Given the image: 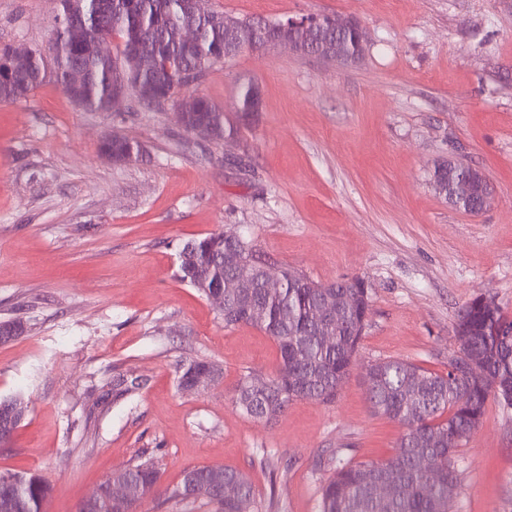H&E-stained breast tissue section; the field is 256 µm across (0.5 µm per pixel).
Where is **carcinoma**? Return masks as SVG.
I'll list each match as a JSON object with an SVG mask.
<instances>
[{"mask_svg": "<svg viewBox=\"0 0 512 512\" xmlns=\"http://www.w3.org/2000/svg\"><path fill=\"white\" fill-rule=\"evenodd\" d=\"M132 7L102 8L101 0H60L61 13L48 42L34 49L30 72L26 77L0 71V103H12L28 97L47 74L52 75L67 96L87 112H108L116 80L124 75L132 92H147L139 97L151 108L153 101L175 95L186 85L188 73L205 72L242 52L240 44L257 48L261 30L249 26L233 38L224 31V14L193 15L185 0H129ZM77 12L83 22L70 23ZM192 25L198 31L195 43L185 44L181 30ZM314 27L303 32V46L315 50L330 44L346 56L360 50L361 35L355 28L338 30L328 16L313 18ZM119 39L115 55H100L97 40ZM136 52L137 69L119 72L130 52ZM80 67L84 77L76 88L69 84L70 71ZM178 122L187 133L201 125L224 131V107L198 94H189L179 104ZM107 157L138 159L142 145L122 136L106 138L100 147ZM190 259L178 264L179 278L191 286L205 278L210 285L221 286L229 276L224 267V233L212 232L186 242ZM284 287L271 293L262 285L253 289L250 298L241 300L224 292V307L237 313L224 319V326L250 325L269 336L276 344L279 364L270 376L264 393L249 389L251 372L244 373L235 388L238 407L248 416L262 419L267 412L283 411L292 402L314 399L330 402L349 374L361 335L358 326L367 317L369 299L361 298L356 308L339 316L330 325L335 341L322 339L323 329L314 326L311 316L328 296L343 291L348 281L334 282L322 288L305 275L291 269L283 271ZM459 351L479 365L477 377L454 374V360L448 371L434 372L400 359L376 362L367 374L376 378L369 393L374 413L402 428L399 452L378 462L358 463L339 459L332 476L322 487L321 512H450L458 487L454 466L457 448L448 446V437L458 434L462 441L483 423L488 403L494 399L512 405V316L500 306L489 308L479 297L472 298L459 311L456 320ZM178 386L190 392L203 373L221 377V368L206 359H195L177 366ZM304 375L310 384L302 392L293 390L291 377ZM142 382L124 374L112 379V399L118 400L139 390ZM0 412L20 426L28 406L20 396L0 399ZM427 455L435 464L432 472L417 465ZM215 468H190L189 483L179 482L171 497L181 501L204 500L216 506V512H237L233 501L215 491L210 476ZM224 478L234 482L243 496L255 498L250 477L239 470L222 468ZM128 479L143 484L154 493L160 474L154 463L144 461L123 470ZM390 488L388 495H376L374 483ZM53 493V487L34 472L15 473L11 480L0 479V512H41L42 505Z\"/></svg>", "mask_w": 512, "mask_h": 512, "instance_id": "obj_1", "label": "carcinoma"}]
</instances>
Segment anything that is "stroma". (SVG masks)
Listing matches in <instances>:
<instances>
[{
	"label": "stroma",
	"mask_w": 512,
	"mask_h": 512,
	"mask_svg": "<svg viewBox=\"0 0 512 512\" xmlns=\"http://www.w3.org/2000/svg\"><path fill=\"white\" fill-rule=\"evenodd\" d=\"M229 19L330 14L359 20L362 60L343 67L284 48L210 68L197 91L223 106L224 141L189 136L176 102L126 100L87 112L53 76L0 104V399L28 415L0 474L37 471L45 512H77L117 470L150 459L158 495L141 512H214L171 498L184 469L247 472L261 512H320L337 460L398 451L402 430L375 415L364 376L403 359L432 371L457 350L459 309L477 295L512 315V0H205ZM58 0H0V43L44 46ZM261 90L250 119L240 87ZM141 142L137 160L104 157L105 137ZM480 169L494 190L470 215L430 185L437 161ZM252 240L273 270L326 283L363 280L370 310L333 401L298 400L274 422L233 395L244 371L273 373L274 341L228 328L177 274L186 241L214 231ZM207 359L218 383L178 387L176 365ZM143 387L112 399V377ZM451 512H512V406L490 401L454 458Z\"/></svg>",
	"instance_id": "1"
}]
</instances>
